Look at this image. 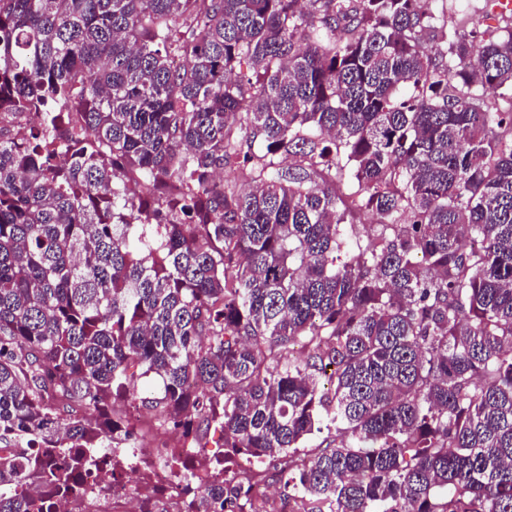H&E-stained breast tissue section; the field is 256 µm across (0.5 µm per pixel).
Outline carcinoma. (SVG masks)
<instances>
[{"instance_id":"carcinoma-1","label":"carcinoma","mask_w":512,"mask_h":512,"mask_svg":"<svg viewBox=\"0 0 512 512\" xmlns=\"http://www.w3.org/2000/svg\"><path fill=\"white\" fill-rule=\"evenodd\" d=\"M504 99L418 0H0V512L123 475L151 375L184 512H512Z\"/></svg>"}]
</instances>
